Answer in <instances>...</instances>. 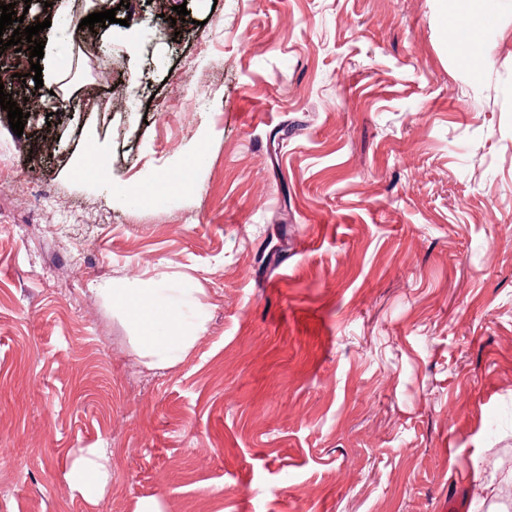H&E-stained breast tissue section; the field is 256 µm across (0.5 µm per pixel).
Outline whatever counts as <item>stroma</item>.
Instances as JSON below:
<instances>
[{"instance_id":"35a3bbf8","label":"stroma","mask_w":512,"mask_h":512,"mask_svg":"<svg viewBox=\"0 0 512 512\" xmlns=\"http://www.w3.org/2000/svg\"><path fill=\"white\" fill-rule=\"evenodd\" d=\"M129 2L112 75L73 45L0 87L38 104L0 109V512H512V0L478 69L443 0ZM67 88L110 107L60 120ZM93 143L110 182L70 174ZM148 280L208 312L166 369L99 293ZM189 183V177L187 174H179L177 176H171L170 174H161L158 176L154 185L149 188H142L138 192L130 195L131 197L137 198L140 202H147L151 200L158 191H173L185 187ZM107 448H86L75 457L66 473V483L91 504H98L111 478Z\"/></svg>"}]
</instances>
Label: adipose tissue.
<instances>
[{"mask_svg":"<svg viewBox=\"0 0 512 512\" xmlns=\"http://www.w3.org/2000/svg\"><path fill=\"white\" fill-rule=\"evenodd\" d=\"M478 0H455L449 24L451 48H474L479 41ZM119 306L134 335L137 352L155 368L182 361L206 326L207 311L193 288H125L102 291ZM109 449L87 448L75 457L66 474L68 488L89 503H99L111 478Z\"/></svg>","mask_w":512,"mask_h":512,"instance_id":"obj_1","label":"adipose tissue"}]
</instances>
